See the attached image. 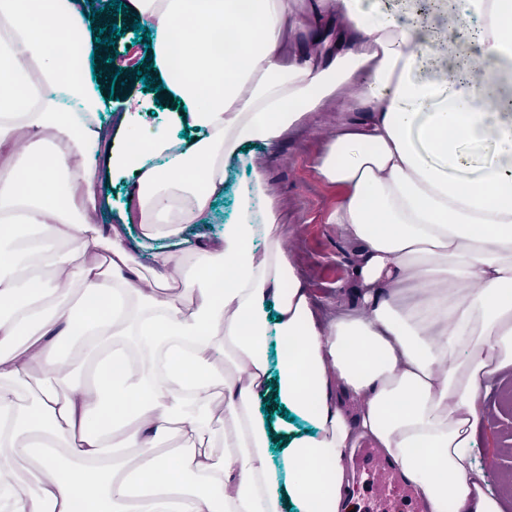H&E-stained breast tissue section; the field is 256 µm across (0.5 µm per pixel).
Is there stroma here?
I'll list each match as a JSON object with an SVG mask.
<instances>
[{"label":"stroma","mask_w":512,"mask_h":512,"mask_svg":"<svg viewBox=\"0 0 512 512\" xmlns=\"http://www.w3.org/2000/svg\"><path fill=\"white\" fill-rule=\"evenodd\" d=\"M122 96L139 109L142 125L180 136V127L172 123L166 108L158 106L155 93L146 90L139 76H131ZM338 118L335 111L315 113L300 138L284 142L276 152H260L254 160H241L209 221L193 227L191 233L206 243L219 241L225 224L234 216L238 188L249 181L253 169H261L271 193L280 201V235L297 263L299 275L316 298L335 294L337 313L348 314L361 309L358 289L351 280V270L359 258L358 247L341 228L328 223L327 216L339 204L341 191L325 184L315 169L320 144L335 135ZM486 415L478 465L488 483L507 491L512 489L511 381H504L488 399Z\"/></svg>","instance_id":"35a3bbf8"}]
</instances>
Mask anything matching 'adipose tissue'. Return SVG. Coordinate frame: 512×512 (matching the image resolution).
Here are the masks:
<instances>
[{
	"instance_id": "1",
	"label": "adipose tissue",
	"mask_w": 512,
	"mask_h": 512,
	"mask_svg": "<svg viewBox=\"0 0 512 512\" xmlns=\"http://www.w3.org/2000/svg\"><path fill=\"white\" fill-rule=\"evenodd\" d=\"M435 2L480 19L464 68L436 77L416 23L358 0L303 15L296 0H126L191 131L177 140L127 111L100 120L113 71L93 78L92 29L111 10L0 0V512H337L364 440L430 512H505L476 458L512 371V104L496 83L512 74V7ZM329 109L348 118L315 167L345 192L327 221L362 248L364 308L324 321L261 172L219 242L189 227L231 159ZM487 139L494 156L469 161ZM129 171L120 224L98 227L95 180ZM134 222L156 243L148 275ZM272 333L293 343L274 364ZM272 393L313 433L267 426ZM125 231V237L127 242L136 247L139 254H140V261L144 268H149L152 266V246L155 245V242H150L146 239L144 241L147 243L144 246L138 247V240L143 239L142 237V229L140 228L139 224H129L127 227L124 228Z\"/></svg>"
}]
</instances>
